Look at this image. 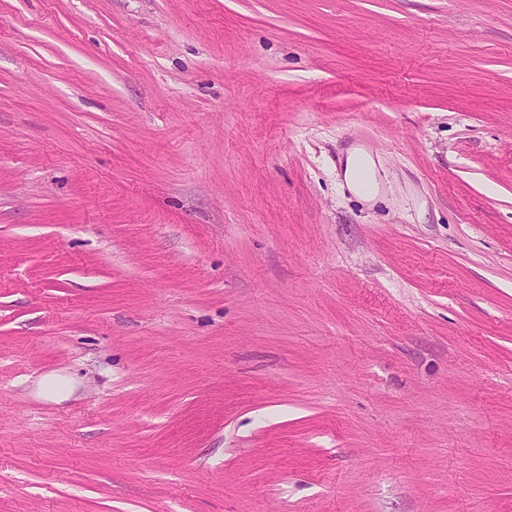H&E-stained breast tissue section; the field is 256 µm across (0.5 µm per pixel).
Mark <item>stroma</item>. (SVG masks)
<instances>
[{"label": "stroma", "mask_w": 512, "mask_h": 512, "mask_svg": "<svg viewBox=\"0 0 512 512\" xmlns=\"http://www.w3.org/2000/svg\"><path fill=\"white\" fill-rule=\"evenodd\" d=\"M0 512H512V0H0ZM371 166H373L372 160L367 156H354L351 155L348 158L347 161V177L349 181H351L354 189L357 191L358 194L364 196V197H371L375 193V182L372 175V169ZM363 167H366L369 177H370V186L368 189L363 190L359 186L358 180H357V174L359 171L362 170Z\"/></svg>", "instance_id": "1"}]
</instances>
